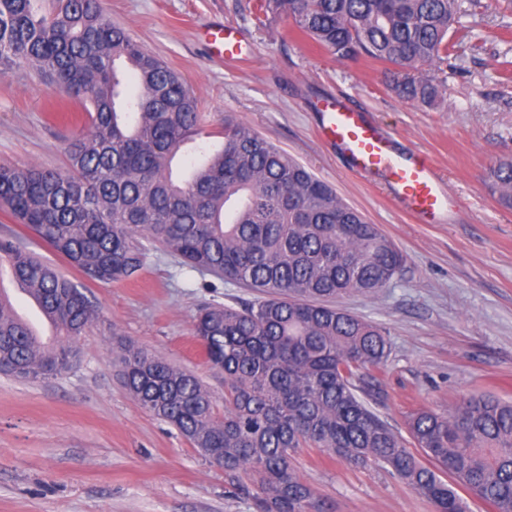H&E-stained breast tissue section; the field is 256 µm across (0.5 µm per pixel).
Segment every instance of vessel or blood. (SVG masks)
I'll use <instances>...</instances> for the list:
<instances>
[{
    "instance_id": "obj_1",
    "label": "vessel or blood",
    "mask_w": 512,
    "mask_h": 512,
    "mask_svg": "<svg viewBox=\"0 0 512 512\" xmlns=\"http://www.w3.org/2000/svg\"><path fill=\"white\" fill-rule=\"evenodd\" d=\"M207 41L225 61H238L245 56L244 40L232 26L210 32ZM320 130L349 157L356 174L386 176L395 201L404 210L432 219L446 204V195L425 160L394 158L389 138L342 101L325 105Z\"/></svg>"
}]
</instances>
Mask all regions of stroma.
I'll list each match as a JSON object with an SVG mask.
<instances>
[{
    "instance_id": "1",
    "label": "stroma",
    "mask_w": 512,
    "mask_h": 512,
    "mask_svg": "<svg viewBox=\"0 0 512 512\" xmlns=\"http://www.w3.org/2000/svg\"><path fill=\"white\" fill-rule=\"evenodd\" d=\"M447 62L434 74L444 92L434 107L389 87L387 67L336 59L301 37L291 20L255 17V0H102L113 22L180 74L212 122L232 113L377 224L403 252L400 274L376 296L338 306L388 333L391 353L376 369L369 405L415 456L407 421L419 410L448 413L483 393L512 400V207L484 181L486 168L512 160V0H459ZM235 26L249 56L227 63L203 37ZM362 112L387 135L395 156H425L448 205L422 224L392 200L383 177L365 179L317 136L331 98ZM43 77L0 75V162L46 169L66 165L59 113L77 111ZM76 282L103 321L81 336L72 368L22 381L0 375V512H255L236 480L209 465L167 424L142 409L118 376L121 344L145 348L193 371L216 394L192 321L205 303L234 307L259 293L150 251L139 275L100 284L0 211V235ZM294 464L327 512H434L378 464L352 467L315 448Z\"/></svg>"
}]
</instances>
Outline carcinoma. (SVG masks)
Wrapping results in <instances>:
<instances>
[{
  "mask_svg": "<svg viewBox=\"0 0 512 512\" xmlns=\"http://www.w3.org/2000/svg\"><path fill=\"white\" fill-rule=\"evenodd\" d=\"M258 15H286L339 60L389 65L391 87L435 106L428 68L448 56L458 0H259ZM33 69L79 103L67 165L0 163V209L89 279L131 277L152 249L267 295L243 308L211 304L193 318L206 361L224 377V411L193 372L123 345L120 377L137 403L173 426L209 463L253 486L256 512H322L296 473L299 448L350 466L378 463L435 507L467 503L363 400L380 394L373 370L386 331L325 302L374 296L401 270L400 250L328 183L224 115L206 118L183 78L147 52L99 0H0V74ZM219 150L173 178L171 162L197 139ZM491 191L512 207V162L489 169ZM38 302L57 336L44 343L0 296V372L19 379L71 366V342L100 318L85 288L11 238L0 263ZM411 438L456 484L512 512V403L470 399L442 415L420 411Z\"/></svg>",
  "mask_w": 512,
  "mask_h": 512,
  "instance_id": "obj_1",
  "label": "carcinoma"
}]
</instances>
